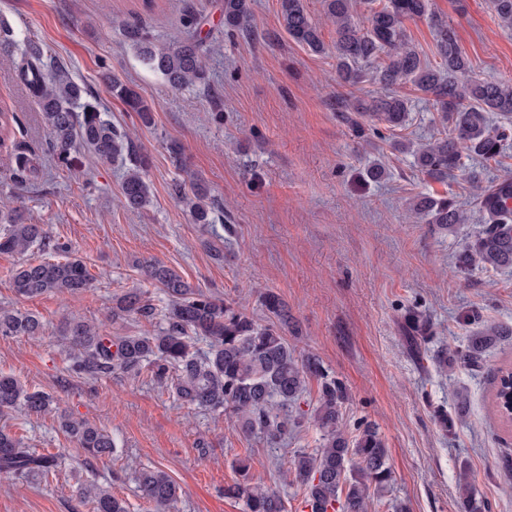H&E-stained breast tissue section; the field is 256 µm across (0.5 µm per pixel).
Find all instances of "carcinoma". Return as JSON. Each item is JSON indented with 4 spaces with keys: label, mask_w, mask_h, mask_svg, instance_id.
<instances>
[{
    "label": "carcinoma",
    "mask_w": 512,
    "mask_h": 512,
    "mask_svg": "<svg viewBox=\"0 0 512 512\" xmlns=\"http://www.w3.org/2000/svg\"><path fill=\"white\" fill-rule=\"evenodd\" d=\"M279 22L289 39L315 54L329 53L336 61V80L355 85L365 77L380 84L388 94L380 97L336 98V111L350 124L355 137L371 146V137L381 134L380 125L394 131L405 127L411 101L396 88L409 83L437 112L447 132L427 142L398 143L428 177L445 182L459 173L468 175L475 192L481 223L458 256L464 269L481 266L498 271L512 268V180L484 185L471 170L475 163L499 162L505 142L512 137V83L472 76L473 64L460 48L448 21L432 14L429 0H323V10L334 27L336 39L325 45L319 26L307 11L305 0H278ZM501 23L512 27V0H491ZM365 8L366 24L355 21ZM431 17L436 52L440 62L421 59L405 32V21ZM253 17L251 0H224V31H247ZM198 16L187 12L181 36L165 45L140 24L124 25L125 35L141 61L160 73L174 88L206 86L207 37L201 36ZM19 53L16 62L20 82L37 99L48 128L47 153L57 166L67 168L73 152L82 146L99 159L125 165L121 203L129 211L146 208L150 187L144 171L148 158L139 152L128 133L102 117L99 104L87 99L86 89L75 82L64 65L44 60L38 42L18 36L9 21L0 17V55ZM112 96L151 124L152 109L135 89L118 78L109 79ZM21 127L16 113L0 112V146L12 142L10 181L27 186L37 173L25 142L12 136ZM172 194L185 204L196 224H211L213 199L198 179L176 181ZM423 224L453 232L470 221L468 213L452 197L424 196L411 206ZM35 250L57 254V259L24 262L13 270L11 287L16 295L34 299L47 294L73 295L92 286L86 264L70 254L68 247L51 242L40 224H28L15 211L0 212V253L24 255ZM141 269L166 298L160 307L142 292L131 291L112 300L109 319L121 323L129 318L161 327L138 335L108 336L99 323L65 319L54 328L36 314L0 308V336L40 339L49 333L65 338L68 371L82 379H102L114 374L147 375L171 389L182 404L222 412L246 434H262L280 441L304 420L320 431V448H299L285 462L284 475L294 477L303 488L310 512H367L371 491L384 490L391 480L387 450L378 430L358 426V434L346 431L341 407L348 399L344 384L329 377L312 353H302L288 341L296 325L288 306L275 292L261 296L265 319H258L233 300L206 292L185 280L176 270L154 260ZM403 330L413 345L428 339L431 324L416 308L404 315ZM512 337V328L489 325L466 343L436 359L442 372L463 367L475 370L484 364L486 351ZM319 382L316 405L301 408L310 380ZM493 403L500 418L512 411V374L498 376ZM23 409L29 415L54 414L59 429L89 459L110 458L117 443L106 429L75 417L57 406L54 397L30 388L16 376L0 372V414ZM61 457L38 453L24 446L21 438L0 426V475L28 479L44 478L56 471ZM138 490L153 505L154 512H176L179 486L160 468L136 474ZM225 494L243 502L244 512H286L278 491L246 480L225 489ZM77 496L93 512H128L126 502L109 487L96 481L78 484ZM464 512H485L476 499L467 475L459 482Z\"/></svg>",
    "instance_id": "cac0c4a2"
}]
</instances>
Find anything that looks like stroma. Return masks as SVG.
Masks as SVG:
<instances>
[{
    "label": "stroma",
    "mask_w": 512,
    "mask_h": 512,
    "mask_svg": "<svg viewBox=\"0 0 512 512\" xmlns=\"http://www.w3.org/2000/svg\"><path fill=\"white\" fill-rule=\"evenodd\" d=\"M430 3L455 29L479 77L512 82V29L501 25L490 0ZM189 10L213 34L206 90L172 88L143 65L124 35V22L135 21L171 42ZM278 10V0H255L250 31L228 36L224 0H0V15L16 33L62 62L108 119L130 133L149 158L151 188L149 205L130 212L120 203V164L82 149L70 168H57L45 153L39 108L15 63L0 59V110L22 118L40 169L33 185L14 186L11 157L0 148V204L67 243L93 277L91 288L72 299H20L10 277L23 258L0 253V306L34 312L53 327L66 316L105 324L114 336L138 334L148 323L112 324L106 314L114 296L150 289L138 268L146 259L257 315L260 292L272 290L302 328L298 349L315 354L346 385L348 427L370 422L385 442L392 481L372 495L370 512H394L399 505L406 512H462L457 483L463 473L490 512H512V431L501 427L489 401L497 368L512 363V339L491 347L476 371L447 375L435 362L439 351L464 343L482 326L512 327V270L459 268L472 225L448 234L415 222L410 205L419 195L450 194L463 209L474 207L467 176L430 180L411 155L392 146L437 134L429 104L415 98L410 85L401 86L400 94L413 99L408 126L363 150L333 103L341 94L374 93V85L337 84L333 59L289 39ZM108 73L147 99L150 125L112 96ZM171 140L183 145L185 164L171 158ZM371 162L384 167L382 180L367 179ZM190 173L223 208L224 223H193L172 195L173 182ZM413 306L435 330L420 348L402 328ZM467 312L478 313V322L464 324ZM65 356L57 336L40 342L0 336V371L108 430L118 450L87 462L52 416L14 412L9 424L27 447L62 454L66 463L46 481L0 476V512H92L76 494L83 480L110 486L130 512H152L134 480L141 467L163 469L174 479L178 512H242L241 501L225 497L224 489L239 482L236 460L244 456L255 478L280 491L288 512H308L302 488L284 480L279 467L294 450L319 447L313 424L273 445L263 435L243 434L225 415L179 405L149 378L70 376ZM441 409L450 430L437 421Z\"/></svg>",
    "instance_id": "stroma-1"
}]
</instances>
